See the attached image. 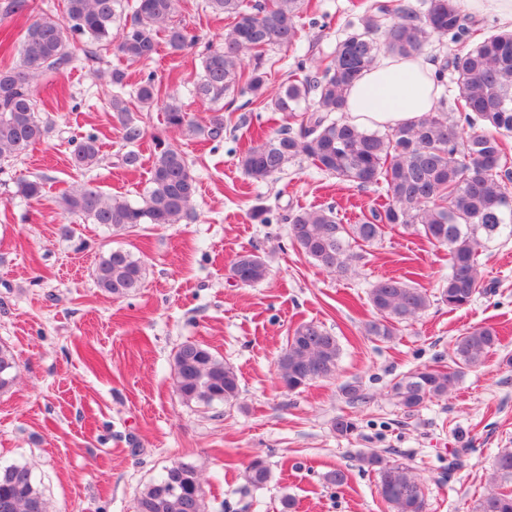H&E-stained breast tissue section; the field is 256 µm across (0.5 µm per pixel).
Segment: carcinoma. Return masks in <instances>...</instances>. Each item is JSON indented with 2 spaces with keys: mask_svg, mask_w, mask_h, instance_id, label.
<instances>
[{
  "mask_svg": "<svg viewBox=\"0 0 512 512\" xmlns=\"http://www.w3.org/2000/svg\"><path fill=\"white\" fill-rule=\"evenodd\" d=\"M184 0H134L122 32L112 34L120 16L121 0H66L68 24L46 15L35 17L20 42L19 65L0 68V161L18 156L42 140L48 126L37 111L31 80L40 69H59L72 62V47L80 39L103 49L113 48L134 61H145L157 51L158 34L165 33L174 54L193 48L197 39L176 22ZM214 16L231 20L224 40L211 43L202 54V71L193 83V96L216 104L235 90L255 98L267 91L266 51L273 45L290 46L298 37L295 18L305 0H204ZM469 31L460 0H424V8L410 4L377 3L336 42L326 61H317L320 73H307L306 60L280 90L268 100L270 109L293 118L302 113L297 128L279 130L238 158L249 179L264 183L303 156L320 172L358 187L380 185L385 201L371 216L344 224L330 208L299 209L286 217L294 245L320 267L343 274L357 243H371L385 228H411L433 245L448 248V277L439 289L440 300L454 309L468 304L482 288L478 249L484 241L512 237V192L500 180L506 166L501 137L512 134V33L492 35L480 44L457 53L434 71L439 98L433 111L385 133L359 128L336 118L344 111L346 93L379 56L415 58L428 55L431 38L460 41ZM456 74L459 96L448 104V71ZM162 86L149 75L140 80L136 99L151 108L161 99ZM312 101L307 107L301 103ZM112 111L122 124L123 137L141 139L128 102L112 97ZM209 125L196 124L176 101L164 105L163 121L172 131H188L211 138L221 136L224 117L212 109ZM459 114L454 119L453 113ZM100 161L94 136L83 138L74 149L72 165L88 169ZM196 179L185 156L161 140L155 143L148 186L140 200L131 202L105 195L86 183L61 194L59 208L94 224L114 229L139 224H173L187 216L196 195ZM16 193L37 199L42 182L21 179ZM231 275L244 284L264 281L269 274L265 260L255 252L237 256ZM97 286L119 299L142 287L144 267L129 250L111 249L100 255L94 270ZM368 299L375 313L366 326L368 334L390 339L399 326L416 318L430 304L424 288L402 277H385L371 285ZM499 344L491 327L473 328L456 337L448 354L453 368L423 365L393 386L398 404L412 412L423 404L448 395L463 370L484 363ZM340 345L321 325L302 322L288 337L276 359L278 382L290 391L310 381L335 375ZM174 384L186 403L210 406L238 399L239 375L208 347L185 342L174 354ZM13 351L0 345V394L16 379ZM342 437L354 434L357 423L344 415L333 422ZM375 472L383 500L392 512H424L421 483L411 469L371 454L360 457ZM495 474L512 478V448L494 456ZM254 487L270 479L261 458L245 468ZM202 475L192 462H179L145 489L136 501V512H208ZM0 512H48L43 492L25 464L0 466ZM473 512H512V491H491L481 496Z\"/></svg>",
  "mask_w": 512,
  "mask_h": 512,
  "instance_id": "1",
  "label": "carcinoma"
}]
</instances>
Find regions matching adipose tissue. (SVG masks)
Instances as JSON below:
<instances>
[{"instance_id":"ef3b65f1","label":"adipose tissue","mask_w":512,"mask_h":512,"mask_svg":"<svg viewBox=\"0 0 512 512\" xmlns=\"http://www.w3.org/2000/svg\"><path fill=\"white\" fill-rule=\"evenodd\" d=\"M433 69V63L422 57L378 62L346 94L351 122L362 127H396L431 111Z\"/></svg>"}]
</instances>
